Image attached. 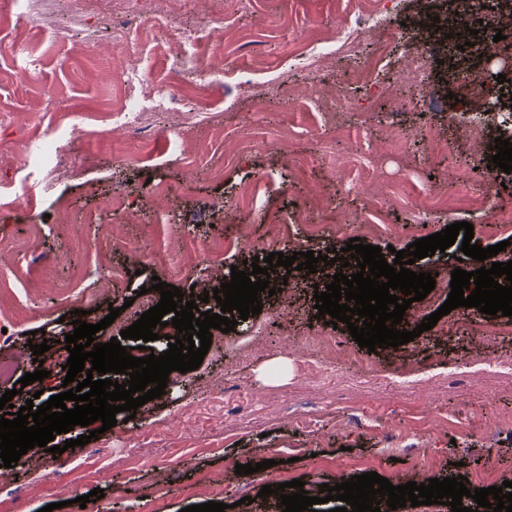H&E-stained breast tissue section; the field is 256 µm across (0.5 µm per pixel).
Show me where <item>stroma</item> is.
Returning <instances> with one entry per match:
<instances>
[{"instance_id":"stroma-1","label":"stroma","mask_w":512,"mask_h":512,"mask_svg":"<svg viewBox=\"0 0 512 512\" xmlns=\"http://www.w3.org/2000/svg\"><path fill=\"white\" fill-rule=\"evenodd\" d=\"M386 19L374 35H360L356 53L312 63L296 55L295 38L342 30L362 0H255L224 27L229 64L210 85L209 110L196 111L197 77L185 75L177 107L186 139L167 125L149 132L155 161L114 149L119 130L103 132L91 113L111 108L118 47L107 14L85 0H53V22L65 39L41 36L28 0H8L10 65L0 71V145L21 152L20 167L0 166V395L24 397L63 391L66 376L54 341L85 311L89 324L110 308L120 314L104 334L131 324L124 302L144 311L138 294L154 279L182 292L216 286L205 263L189 253L221 249L247 226L245 241L225 265L255 256L345 247L349 239L385 249L387 261L415 240L466 221L482 246L505 242L498 207L499 167L471 145L494 146L498 126L512 112L484 122L475 116L495 101L499 86L487 77L481 93L452 102L437 38L419 21L426 0H384ZM386 53H379V45ZM425 54L438 109L422 102L420 87L397 72L411 55ZM36 68L21 84L16 74ZM369 72L367 82L355 77ZM76 160L68 176L47 184L53 155ZM258 185L257 199L246 189ZM485 199L477 207L476 199ZM383 222L395 238L360 234ZM323 225L320 236L307 227ZM164 251L165 267L154 266ZM138 252L139 272L129 269ZM309 282L291 283L287 300L264 302L261 313L238 321L223 350H209L199 368L171 372L162 397L116 413L117 424L80 446L84 427L56 435L63 453L34 447L25 464L0 468V512H75L72 501L102 489L84 512H182L205 503V476L222 478L231 512H282L261 496L274 481L301 480L309 492L352 476L377 472L406 484L464 476L469 488L512 481V377L464 373L472 359H512V316L459 307L414 341L375 351L359 348L345 323L327 325ZM332 341L346 382V403L321 385L310 368L321 341ZM44 352L50 373L19 387L33 371L32 346ZM361 357L353 364L351 354ZM380 377H365L366 366ZM74 448H67V441ZM83 462L89 478L68 472ZM270 461L249 475L236 465ZM252 497L250 510L238 502Z\"/></svg>"}]
</instances>
